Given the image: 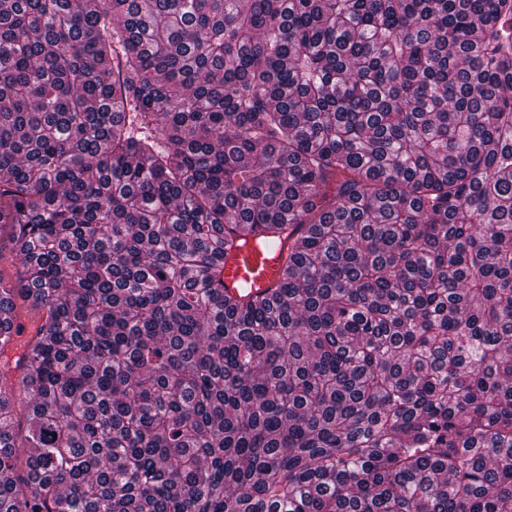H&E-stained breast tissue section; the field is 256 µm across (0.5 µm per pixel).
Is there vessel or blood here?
<instances>
[{"label": "vessel or blood", "mask_w": 512, "mask_h": 512, "mask_svg": "<svg viewBox=\"0 0 512 512\" xmlns=\"http://www.w3.org/2000/svg\"><path fill=\"white\" fill-rule=\"evenodd\" d=\"M279 249L250 244L232 247L224 258V286L229 291L239 288H272L278 283Z\"/></svg>", "instance_id": "b4317fda"}]
</instances>
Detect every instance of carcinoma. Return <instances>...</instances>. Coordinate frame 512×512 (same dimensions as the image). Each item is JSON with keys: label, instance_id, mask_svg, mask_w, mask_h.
<instances>
[{"label": "carcinoma", "instance_id": "obj_1", "mask_svg": "<svg viewBox=\"0 0 512 512\" xmlns=\"http://www.w3.org/2000/svg\"><path fill=\"white\" fill-rule=\"evenodd\" d=\"M5 225L0 512H512V0H0ZM280 248L257 246L251 241L245 247L234 245L224 257V288H274L278 283Z\"/></svg>", "mask_w": 512, "mask_h": 512}]
</instances>
